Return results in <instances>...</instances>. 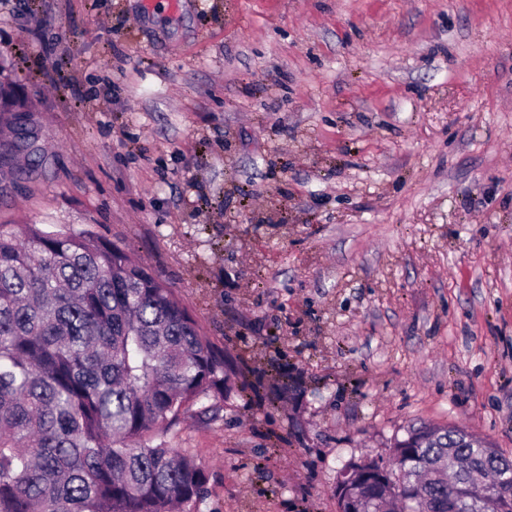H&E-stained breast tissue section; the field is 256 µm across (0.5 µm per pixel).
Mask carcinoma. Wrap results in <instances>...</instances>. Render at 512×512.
<instances>
[{
	"label": "carcinoma",
	"mask_w": 512,
	"mask_h": 512,
	"mask_svg": "<svg viewBox=\"0 0 512 512\" xmlns=\"http://www.w3.org/2000/svg\"><path fill=\"white\" fill-rule=\"evenodd\" d=\"M22 111L0 83V112ZM227 380L188 307L127 249L0 225V512H200L206 469L155 436ZM394 449L418 460L404 512H512V459L483 439L424 425ZM450 455L468 468L448 473ZM452 480L470 487L458 505Z\"/></svg>",
	"instance_id": "cac0c4a2"
}]
</instances>
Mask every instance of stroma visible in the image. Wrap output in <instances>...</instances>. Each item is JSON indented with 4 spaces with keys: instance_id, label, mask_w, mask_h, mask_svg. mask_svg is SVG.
Returning <instances> with one entry per match:
<instances>
[{
    "instance_id": "1",
    "label": "stroma",
    "mask_w": 512,
    "mask_h": 512,
    "mask_svg": "<svg viewBox=\"0 0 512 512\" xmlns=\"http://www.w3.org/2000/svg\"><path fill=\"white\" fill-rule=\"evenodd\" d=\"M0 224L183 299L201 512H336L425 422L512 458V0H0ZM380 461L362 459L349 462L336 485V502L339 512H367V500L360 488L383 482Z\"/></svg>"
}]
</instances>
